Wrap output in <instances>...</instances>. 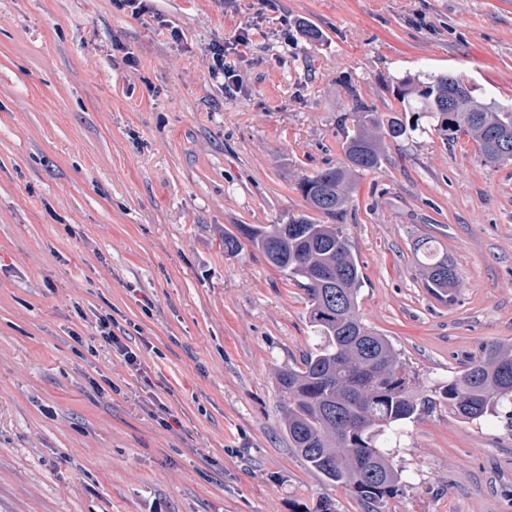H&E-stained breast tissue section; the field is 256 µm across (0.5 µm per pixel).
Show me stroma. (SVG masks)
Segmentation results:
<instances>
[{"mask_svg": "<svg viewBox=\"0 0 512 512\" xmlns=\"http://www.w3.org/2000/svg\"><path fill=\"white\" fill-rule=\"evenodd\" d=\"M150 4L0 0V512H364L282 428L275 374L316 342L305 290L224 235L306 211L298 183L341 160L353 97L407 123L400 80L452 69L512 100V0ZM244 31L229 87L207 49ZM345 224L358 315L420 383L512 343V165L414 133ZM425 238L450 301L424 285ZM107 309L143 373L93 345L83 318ZM389 450L408 477L384 512H512V420L443 408ZM432 240L422 241L417 244L415 251H421L423 267L426 272L425 287L427 291L442 301H447L455 284V274L448 267V257L440 254L438 248L432 244Z\"/></svg>", "mask_w": 512, "mask_h": 512, "instance_id": "obj_1", "label": "stroma"}]
</instances>
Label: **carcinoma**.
I'll return each instance as SVG.
<instances>
[{"label": "carcinoma", "mask_w": 512, "mask_h": 512, "mask_svg": "<svg viewBox=\"0 0 512 512\" xmlns=\"http://www.w3.org/2000/svg\"><path fill=\"white\" fill-rule=\"evenodd\" d=\"M400 102L415 101L429 128L442 139H472L485 164L512 163V104L488 100L462 86L457 72L408 76L398 85ZM456 111H448V101ZM353 130L342 143L343 160L303 177L298 188L306 212L286 224H238L224 234V250L241 251L249 243L286 279L306 291L309 321L318 343L301 367L275 374L284 402L283 427L302 460L329 483L366 506L382 512L404 483L382 447L401 427L442 407L464 419L512 417V344L494 343L462 373L428 390L385 336L357 313L362 275L344 218L356 178L385 159V140L397 141L418 130L400 119L383 117L362 103L353 108ZM423 249L425 288L442 301L455 284L448 257L432 242Z\"/></svg>", "instance_id": "1"}]
</instances>
